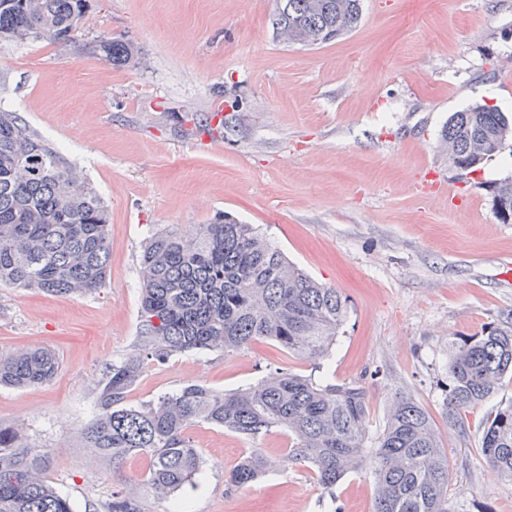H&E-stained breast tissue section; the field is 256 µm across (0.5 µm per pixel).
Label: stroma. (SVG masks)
Here are the masks:
<instances>
[{"mask_svg": "<svg viewBox=\"0 0 512 512\" xmlns=\"http://www.w3.org/2000/svg\"><path fill=\"white\" fill-rule=\"evenodd\" d=\"M275 8L90 0L77 44L0 41V108L55 143L102 197L111 248L96 293L0 287V357L45 348L59 361L47 383L0 386V421L50 450L47 477L77 512H106L112 466L78 432L112 362L137 344L144 244L160 227L192 233L226 215L340 292L347 314L329 357H292L263 340L148 359L128 403L191 382L229 391L285 367L365 383L375 436L401 393L437 429L463 512H512V483L480 450L486 419L512 402V380L463 411V427L449 425L444 406L452 343L512 330V283L499 277L512 262V224L498 220L488 189L512 178V139L465 180L440 149L451 113L476 103L512 113V0H362L357 27L317 46L280 43ZM100 37L133 42L145 64L89 55L85 43ZM187 435L203 457L195 485L178 494L189 512H372L369 470L324 490L289 461L282 430L248 441L200 423ZM253 451L276 469L228 487Z\"/></svg>", "mask_w": 512, "mask_h": 512, "instance_id": "35a3bbf8", "label": "stroma"}]
</instances>
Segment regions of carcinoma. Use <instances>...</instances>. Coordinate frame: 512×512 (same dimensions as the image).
I'll return each mask as SVG.
<instances>
[{
  "label": "carcinoma",
  "mask_w": 512,
  "mask_h": 512,
  "mask_svg": "<svg viewBox=\"0 0 512 512\" xmlns=\"http://www.w3.org/2000/svg\"><path fill=\"white\" fill-rule=\"evenodd\" d=\"M88 0H0V41L73 43ZM361 0H280L276 33L285 44L320 45L356 27ZM89 51L112 66L134 64L137 47L101 38ZM512 136V116L472 105L448 116L442 141L448 158L468 175ZM496 212L512 215V180L490 185ZM109 213L102 199L51 143L16 112L0 110V286L53 295H89L109 270ZM346 304L316 282L251 224L228 217L185 236L158 229L141 258L137 352L109 367L94 417L80 430L85 447L113 469L131 455L149 457L147 494L167 500L192 483L203 463L187 430L199 423L246 440L278 428L289 456L314 472L325 489L369 467L376 494L372 512H459L448 496V464L431 419L398 395L381 433L368 431V390L360 383L318 382L277 368L256 382L220 391L184 385L140 406L127 403L142 360L173 354L237 351L271 340L290 356L326 357L344 321ZM58 369L48 349H19L0 358V385L31 387ZM512 377V333L491 328L456 344L448 361V421ZM487 466L512 483V403L497 408L482 430ZM49 452L33 446L25 427L0 422V512H74L70 499L45 476ZM275 462L243 457L228 485L247 487ZM108 512H144L141 495L112 493Z\"/></svg>",
  "instance_id": "cac0c4a2"
}]
</instances>
